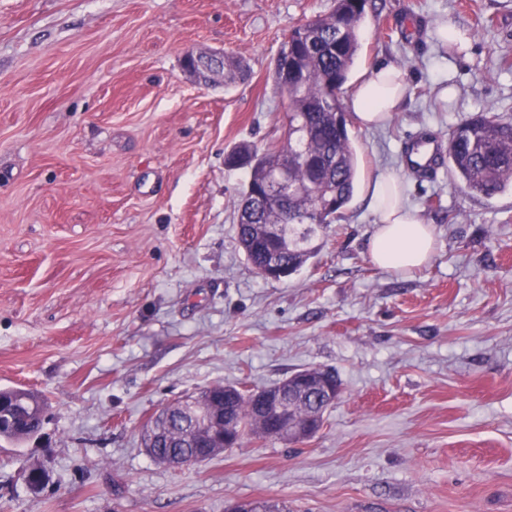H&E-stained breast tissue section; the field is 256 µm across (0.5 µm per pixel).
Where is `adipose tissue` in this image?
I'll return each instance as SVG.
<instances>
[{
	"label": "adipose tissue",
	"instance_id": "1",
	"mask_svg": "<svg viewBox=\"0 0 512 512\" xmlns=\"http://www.w3.org/2000/svg\"><path fill=\"white\" fill-rule=\"evenodd\" d=\"M403 72L392 65L377 66L357 84L349 106L361 127L372 128L400 111L406 95ZM376 229L368 242L375 266L387 271L428 265L435 253V237L429 224L407 203L401 183L391 175H379L370 185Z\"/></svg>",
	"mask_w": 512,
	"mask_h": 512
}]
</instances>
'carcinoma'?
I'll return each mask as SVG.
<instances>
[{
    "instance_id": "obj_1",
    "label": "carcinoma",
    "mask_w": 512,
    "mask_h": 512,
    "mask_svg": "<svg viewBox=\"0 0 512 512\" xmlns=\"http://www.w3.org/2000/svg\"><path fill=\"white\" fill-rule=\"evenodd\" d=\"M367 0H336L332 11L294 26L288 36V113L283 141L259 151L240 144L236 153H254L258 164L250 171L248 190L239 210L246 221L237 225V242L247 261L257 268L269 262L271 242L258 233V224H279L288 251L278 261L288 274L301 269L314 253L310 242L316 229L339 216L350 202L357 175L356 148L350 137L349 113L342 103L344 86L358 47L360 24ZM289 163L287 210L266 207L251 197L261 194L280 165ZM448 167L469 192L492 198L512 191V122L496 114L480 112L448 133ZM326 206H312V196ZM301 219L284 223L285 214ZM0 439L22 444L41 435L45 400L20 387L0 389ZM299 416L327 407L319 392L297 390L291 399ZM259 408L252 391L239 393L232 408V433L258 434ZM209 441L208 429L200 426L195 408L172 411L165 438L156 446L159 455L192 457Z\"/></svg>"
}]
</instances>
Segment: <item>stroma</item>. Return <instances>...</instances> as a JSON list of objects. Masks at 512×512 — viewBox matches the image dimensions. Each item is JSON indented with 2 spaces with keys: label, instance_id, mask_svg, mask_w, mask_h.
Wrapping results in <instances>:
<instances>
[{
  "label": "stroma",
  "instance_id": "stroma-1",
  "mask_svg": "<svg viewBox=\"0 0 512 512\" xmlns=\"http://www.w3.org/2000/svg\"><path fill=\"white\" fill-rule=\"evenodd\" d=\"M333 0H0V388L49 403L42 438L0 441V512H512V192L461 188L404 139L473 113L512 120V0H369L349 82L405 73L400 112L351 124L359 180L282 280L236 238L249 181L225 157L283 139L274 80L291 28ZM466 32L449 50L439 25ZM244 59L204 86L187 52ZM397 176L436 237L389 272L367 242L368 187ZM343 383L311 439L245 437L201 465L152 461L140 433L205 387L305 368ZM48 482L30 493L19 459ZM403 151L407 170L428 173L437 164L440 144L439 141L427 134H418L405 142Z\"/></svg>",
  "mask_w": 512,
  "mask_h": 512
}]
</instances>
